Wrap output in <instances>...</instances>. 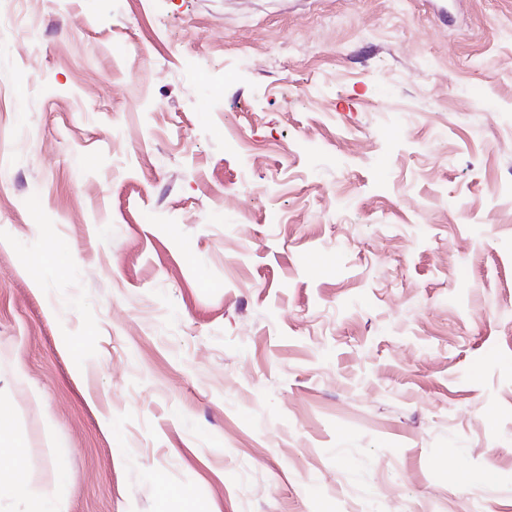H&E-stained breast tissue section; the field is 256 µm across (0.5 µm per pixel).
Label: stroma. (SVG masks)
I'll return each mask as SVG.
<instances>
[{
    "label": "stroma",
    "mask_w": 512,
    "mask_h": 512,
    "mask_svg": "<svg viewBox=\"0 0 512 512\" xmlns=\"http://www.w3.org/2000/svg\"><path fill=\"white\" fill-rule=\"evenodd\" d=\"M0 0V467L65 512H512V0Z\"/></svg>",
    "instance_id": "obj_1"
}]
</instances>
